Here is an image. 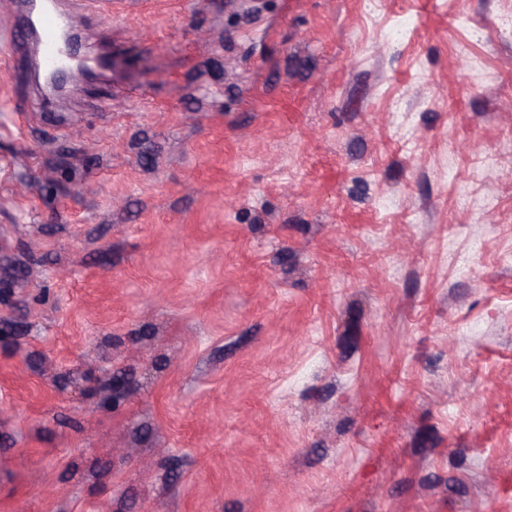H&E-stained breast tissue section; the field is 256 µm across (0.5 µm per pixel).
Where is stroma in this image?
Instances as JSON below:
<instances>
[{
    "mask_svg": "<svg viewBox=\"0 0 512 512\" xmlns=\"http://www.w3.org/2000/svg\"><path fill=\"white\" fill-rule=\"evenodd\" d=\"M127 2L0 72V512H512V0Z\"/></svg>",
    "mask_w": 512,
    "mask_h": 512,
    "instance_id": "obj_1",
    "label": "stroma"
}]
</instances>
